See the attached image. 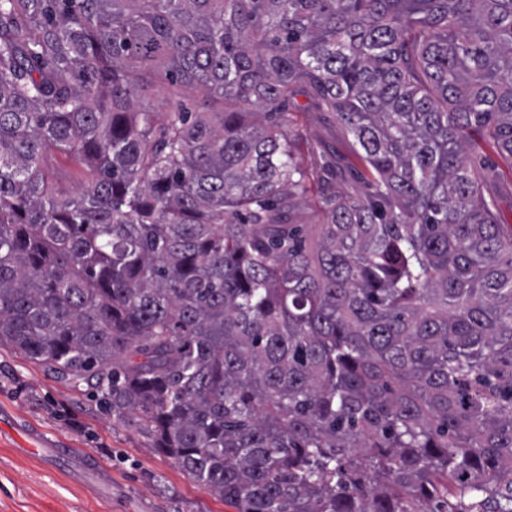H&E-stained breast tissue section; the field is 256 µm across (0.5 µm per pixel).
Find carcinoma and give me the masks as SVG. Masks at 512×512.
Masks as SVG:
<instances>
[{
	"mask_svg": "<svg viewBox=\"0 0 512 512\" xmlns=\"http://www.w3.org/2000/svg\"><path fill=\"white\" fill-rule=\"evenodd\" d=\"M476 140L512 169V0H0V346L238 512H512ZM297 125L308 139V148L320 143L333 147L338 153L349 154V141L344 139L336 125L317 112H302L297 116ZM47 172L51 182L63 191L73 190L81 176L72 164L57 157L49 159Z\"/></svg>",
	"mask_w": 512,
	"mask_h": 512,
	"instance_id": "1",
	"label": "carcinoma"
}]
</instances>
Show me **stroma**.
<instances>
[{
	"label": "stroma",
	"mask_w": 512,
	"mask_h": 512,
	"mask_svg": "<svg viewBox=\"0 0 512 512\" xmlns=\"http://www.w3.org/2000/svg\"><path fill=\"white\" fill-rule=\"evenodd\" d=\"M309 145L348 154L335 124L302 112ZM37 436L54 456L23 453ZM0 512H236L152 448L135 423L106 412L87 391L0 347Z\"/></svg>",
	"instance_id": "stroma-1"
}]
</instances>
